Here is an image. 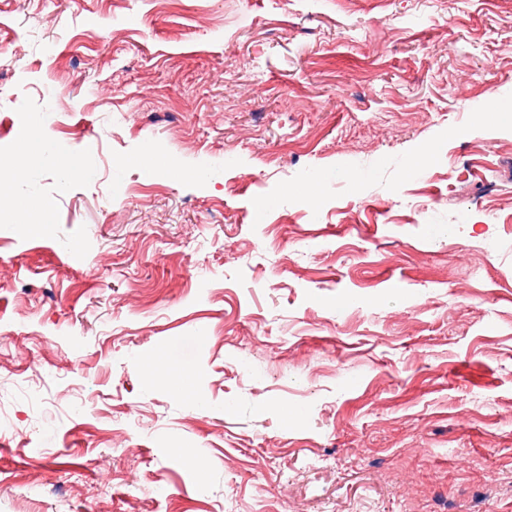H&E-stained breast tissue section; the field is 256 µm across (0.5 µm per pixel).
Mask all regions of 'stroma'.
Listing matches in <instances>:
<instances>
[{"label":"stroma","instance_id":"stroma-1","mask_svg":"<svg viewBox=\"0 0 512 512\" xmlns=\"http://www.w3.org/2000/svg\"><path fill=\"white\" fill-rule=\"evenodd\" d=\"M495 104L512 0H0V512H512Z\"/></svg>","mask_w":512,"mask_h":512}]
</instances>
